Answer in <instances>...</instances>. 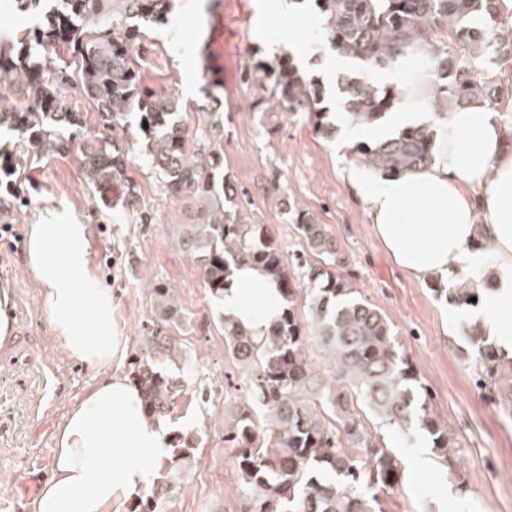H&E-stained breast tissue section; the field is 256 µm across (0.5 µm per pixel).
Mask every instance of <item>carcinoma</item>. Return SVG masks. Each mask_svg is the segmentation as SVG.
I'll return each mask as SVG.
<instances>
[{
	"instance_id": "cac0c4a2",
	"label": "carcinoma",
	"mask_w": 512,
	"mask_h": 512,
	"mask_svg": "<svg viewBox=\"0 0 512 512\" xmlns=\"http://www.w3.org/2000/svg\"><path fill=\"white\" fill-rule=\"evenodd\" d=\"M172 0H57L37 32L35 46L18 51L3 68L0 101L21 94L24 104L0 107V126L21 143L46 155L63 154L84 126L83 113L68 106L67 94L88 98L108 135L83 138V164L101 201L151 220L139 185L128 175L130 151L123 137L133 114L142 150L162 182L163 194L183 206L188 221L179 225L177 245L193 260L209 299L224 312V286L231 267H261L283 290L274 328L263 338L218 316L224 349L252 404L236 408L224 443L234 451L233 467L243 492L239 512H381L379 494L393 489L400 472L353 411L361 402L388 429L411 440L426 432L433 448L447 455L448 428L418 394L413 367L399 350L383 311L356 295L334 272L341 261L336 241L324 224L304 210L292 220L312 262L304 254L285 257L261 224H248L237 192L224 176V98L212 83L210 104L194 130L182 119L184 108L172 95L144 85L140 51L146 30L169 21ZM330 50L367 71H394L417 58L427 72L424 99L441 111L474 101L498 100V84L484 69L512 54V41L495 32L500 0H315ZM72 52L77 74L55 65L52 48ZM278 101L299 105L318 117L316 128L328 138L334 127L323 122L322 86L290 61L257 63L252 73ZM337 105L348 120L371 127L401 103L395 86L378 87L361 77L339 84ZM435 130L426 124L351 150L356 160L380 177L402 174L432 162ZM302 274L308 320L295 313L296 293L288 271ZM434 295L471 304L466 288L438 281ZM153 317L142 325L141 348L129 375L142 391L144 410L167 415L169 404L193 372L184 339L176 332L186 320L173 289L152 284ZM482 375L491 379L500 404L512 409V365H504L493 346L469 331ZM321 352L312 361L307 346ZM360 452L351 453L349 449ZM178 486L165 482L137 501L132 512H168Z\"/></svg>"
}]
</instances>
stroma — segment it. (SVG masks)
Returning a JSON list of instances; mask_svg holds the SVG:
<instances>
[{"label":"stroma","instance_id":"35a3bbf8","mask_svg":"<svg viewBox=\"0 0 512 512\" xmlns=\"http://www.w3.org/2000/svg\"><path fill=\"white\" fill-rule=\"evenodd\" d=\"M184 16L194 30L187 52L175 24ZM170 17L171 24L149 30L144 42L146 84L179 97L193 124L209 81L223 83L224 174L249 222L263 225L287 254L305 246L291 210L309 211L327 225L342 257L337 275L385 313L414 366L422 396L448 427L451 446L442 459L425 434L406 443L361 412L400 470L395 488L380 495L382 512H512V414L479 382L468 338L470 307L434 296L427 284L402 272L350 188L355 141L336 106L337 82L357 75L358 68L346 60L331 66L313 0L261 18L255 0H175ZM41 20L35 12L18 11L15 0H0V56H15L20 40L35 34ZM283 58L323 85L328 119L336 127L333 138L321 136L311 113L286 110L271 93L245 82V71L256 62ZM127 139L135 154L128 174L140 187L151 223L102 204L87 181L77 140L63 155L26 147L10 188L0 190V311L12 303L18 309L14 332L0 340V512H28L50 469L59 423L91 385L113 370L128 371L141 325L152 316L149 285L157 280L174 289L191 319L185 339L196 370L169 415L175 433L195 436L196 450L184 468L175 455L160 460L157 478L183 473L184 487L171 512L239 510L240 488L224 428L248 395L228 382L234 366L224 350V333L214 324L217 310L190 256L176 243L187 214L162 194L139 151L136 128H129ZM274 183L280 187L276 198L269 192ZM33 224L89 225L85 251L112 293V324L125 346L120 366L75 362L56 339L43 288L24 265L26 232Z\"/></svg>","mask_w":512,"mask_h":512}]
</instances>
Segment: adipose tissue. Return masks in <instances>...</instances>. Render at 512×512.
Wrapping results in <instances>:
<instances>
[{
	"instance_id": "adipose-tissue-1",
	"label": "adipose tissue",
	"mask_w": 512,
	"mask_h": 512,
	"mask_svg": "<svg viewBox=\"0 0 512 512\" xmlns=\"http://www.w3.org/2000/svg\"><path fill=\"white\" fill-rule=\"evenodd\" d=\"M433 161L425 168L370 181L353 171L351 185L393 261L416 281L455 286L468 276L481 294L472 318L512 360V134L485 103L433 113ZM84 224H34L24 264L46 291L54 335L88 364L120 360L112 329V297L99 288L85 252ZM283 302L260 268H234L224 313L266 336ZM126 375L91 388L68 413L50 471L29 512H112L115 499H136L156 480L172 427L148 417Z\"/></svg>"
}]
</instances>
